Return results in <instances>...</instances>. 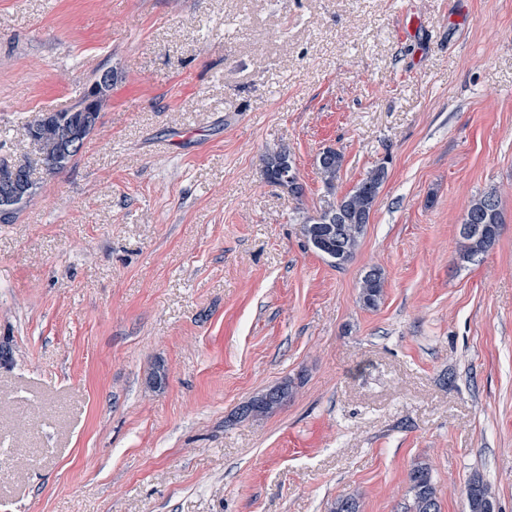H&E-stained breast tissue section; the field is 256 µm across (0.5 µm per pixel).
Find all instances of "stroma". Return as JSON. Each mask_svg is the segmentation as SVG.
<instances>
[{"instance_id":"35a3bbf8","label":"stroma","mask_w":512,"mask_h":512,"mask_svg":"<svg viewBox=\"0 0 512 512\" xmlns=\"http://www.w3.org/2000/svg\"><path fill=\"white\" fill-rule=\"evenodd\" d=\"M102 70L47 175L24 126ZM327 147L338 194L388 170L341 269L301 233ZM1 162L35 193L0 223V512H406L416 463L441 512L476 478L512 512V0H0ZM489 190L498 240L463 261ZM263 161L265 175L270 184L287 189L295 198L302 196L304 187L298 179L286 148L267 154ZM285 175H288V179H285ZM503 218L494 191L473 198L463 216L459 234L462 239L461 259L474 261L494 246ZM385 277L378 267L366 270L361 278L359 301L367 309H375L380 304L384 292ZM293 395V384L285 379L252 397L240 408V418H256L272 414L288 402Z\"/></svg>"}]
</instances>
